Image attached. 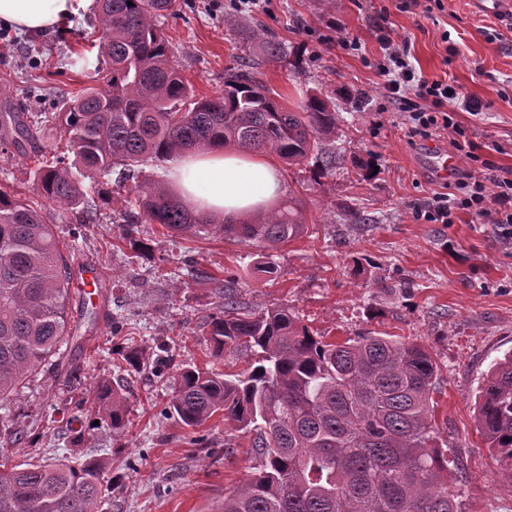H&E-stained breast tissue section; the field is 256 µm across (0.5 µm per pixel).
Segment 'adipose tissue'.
<instances>
[{"label": "adipose tissue", "mask_w": 512, "mask_h": 512, "mask_svg": "<svg viewBox=\"0 0 512 512\" xmlns=\"http://www.w3.org/2000/svg\"><path fill=\"white\" fill-rule=\"evenodd\" d=\"M96 8V0H0V22L19 33H46ZM168 180L199 215L247 219L270 209L282 185L266 159L236 149L214 148L175 158Z\"/></svg>", "instance_id": "obj_1"}]
</instances>
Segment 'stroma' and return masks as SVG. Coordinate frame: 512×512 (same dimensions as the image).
<instances>
[{"instance_id":"35a3bbf8","label":"stroma","mask_w":512,"mask_h":512,"mask_svg":"<svg viewBox=\"0 0 512 512\" xmlns=\"http://www.w3.org/2000/svg\"><path fill=\"white\" fill-rule=\"evenodd\" d=\"M269 0L267 11L239 12L232 0H175L158 24L171 58L197 97L224 90V78L249 57L240 29L262 28L297 54L260 66L261 81L297 109L320 93L339 113L336 174L314 180L311 170L277 161L282 200H295L308 229L282 245L275 274L257 272L254 247L221 235L168 232L137 225L124 236L126 200L136 182L164 177L167 163L146 160L138 179L108 183L99 221L82 228L70 208L45 199L34 180L41 143L24 150L0 148V186L42 210L52 224L73 278L84 268L102 277L100 300L76 292L71 337L54 369L31 376L9 408L17 441L0 437L12 461L66 457L81 452L112 455L114 479L102 512H210L251 475L258 457L251 436L214 416L196 429L168 412L176 369L190 364L227 375L244 371L243 351L215 358L204 324L219 305L217 281L234 278L233 294L245 308L285 307L326 340L342 342L372 333L426 346L439 366L432 424L449 457L459 461L461 482L450 485L460 512H512V464L488 448L477 430L479 390L492 365L512 351V237L498 226L459 214L451 224H426L415 211L443 184L423 164L429 139L395 123L375 67L380 32L411 44L413 63L427 78H453L483 107L457 110L473 157L456 153L458 169H512V30L471 0ZM96 15L34 35L6 32L0 46V105L21 112L52 111L56 100L89 86L87 73L70 68V56L95 58ZM359 38L354 51L338 45L337 31ZM376 158L366 176L363 161ZM360 210L366 223L350 221ZM362 274H355V266ZM133 350L136 369L117 371L116 350ZM102 378L123 384L130 424L122 436L83 415L61 429V409H74L83 390ZM81 444H74V432Z\"/></svg>"}]
</instances>
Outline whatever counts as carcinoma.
Listing matches in <instances>:
<instances>
[{
	"instance_id": "cac0c4a2",
	"label": "carcinoma",
	"mask_w": 512,
	"mask_h": 512,
	"mask_svg": "<svg viewBox=\"0 0 512 512\" xmlns=\"http://www.w3.org/2000/svg\"><path fill=\"white\" fill-rule=\"evenodd\" d=\"M173 0H100L99 86L58 102L44 114L0 113V144L16 149L54 126L73 158L34 170L41 194L98 223L83 180L99 184L131 177L149 156L169 160L192 149L233 146L271 151L289 164L312 166L318 177L337 169L338 115L317 94L299 110L284 107L249 70L224 81V93L196 97L170 60L155 20ZM238 35L269 61L288 46L253 29ZM123 220L170 232L222 234L255 246L275 269V252L301 236L305 224L284 203L251 221H203L161 180L136 187ZM71 265L53 228L37 209L0 189V402L49 363L71 331ZM212 355L253 353L233 377L184 367L177 373L170 412L191 429L215 414L254 432L256 471L216 512H459L448 485L457 462L440 447L431 422L439 368L429 349L363 334L327 342L288 309L244 311L231 294L207 322ZM477 424L488 447L512 462V352L490 370L479 395ZM124 433L130 413L124 388L99 380L77 409ZM112 462L86 456L11 463L0 454V512H99Z\"/></svg>"
}]
</instances>
